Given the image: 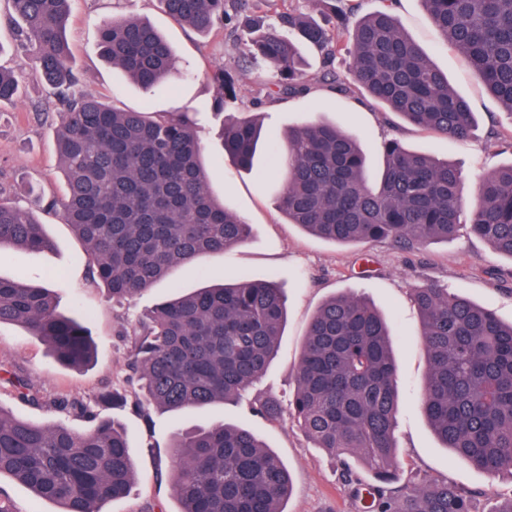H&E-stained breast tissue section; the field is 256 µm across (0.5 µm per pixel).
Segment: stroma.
<instances>
[{"mask_svg":"<svg viewBox=\"0 0 512 512\" xmlns=\"http://www.w3.org/2000/svg\"><path fill=\"white\" fill-rule=\"evenodd\" d=\"M394 14L432 63L447 72L449 84L475 112L477 124L468 140L431 134L397 118L385 121L381 110L360 94H341L326 85L304 98L266 99L267 73L245 61V27L233 34L217 30L202 36L173 22L158 0H74L66 36L71 63L79 73L77 94L96 96L121 110L173 112L187 105L213 103L217 87L210 75L221 68L234 80L236 111L258 118L262 125L261 146L251 171L238 168L225 154L215 137L212 115L203 116L198 129L210 189L251 225L249 240L178 267L131 300L112 301L106 289L91 280L87 247L61 216L41 217L54 243L52 250L38 255L18 248L0 250V276L35 280L52 289L63 314L88 319L97 346L94 363L67 367L58 364L39 339L19 326L1 324L0 360L20 367L43 401L34 405L21 399L10 383L0 379V406L21 419L64 424L82 432L89 427L86 418L59 409L58 400L91 403L106 389L126 398L105 415L128 434L137 480L129 496L106 503L102 512H177L169 480L172 434L180 428L224 422L246 424L287 466L291 476L287 512H361L358 501L341 483L334 458L313 447L289 417L273 420L257 415L244 400L177 415L154 409L145 417L138 408L136 387L128 380L131 333L138 317L175 291L243 274L253 279L276 274L288 307L284 336L258 392L287 401L296 383L302 341L317 308L341 292L364 296L388 315L394 332L401 484L438 479L467 485L479 491L483 512L512 494V474L489 476L472 469L442 448L428 425L420 409L428 366L420 342V315L410 295L414 286L434 282L511 322L512 258L493 251L465 226L453 239L418 250H403L385 241L335 244L286 223L277 208L281 179L257 175L268 166L270 140L282 136L288 127L316 120L359 135L374 167L382 161L381 143L390 138L449 161L461 171L468 196L488 172L512 162V113L499 106L482 79L441 40L421 0H398ZM125 15L146 19L170 43L178 73L166 89L145 93L101 57L102 21ZM21 81L20 99L0 106V196L12 197L17 182L26 175L37 179L46 195H62L57 127L35 112L52 97L42 81L27 74Z\"/></svg>","mask_w":512,"mask_h":512,"instance_id":"35a3bbf8","label":"stroma"}]
</instances>
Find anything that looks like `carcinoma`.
Instances as JSON below:
<instances>
[{"label": "carcinoma", "instance_id": "carcinoma-1", "mask_svg": "<svg viewBox=\"0 0 512 512\" xmlns=\"http://www.w3.org/2000/svg\"><path fill=\"white\" fill-rule=\"evenodd\" d=\"M8 23L28 52L31 73L60 105L58 152L66 191L45 198L28 185L30 206L0 200V248L40 254L52 248L35 215L61 210L93 258V280L112 298L130 299L178 266L247 241L251 226L210 192L192 111L159 119L77 96L71 50L63 36L71 0H7ZM176 23L200 35L224 27L228 11L250 0H160ZM443 42L480 74L490 94L512 112V0H422ZM250 56L271 71L268 97H305L317 84L356 90L385 113L424 131L467 140L476 125L469 103L448 85L388 7L362 17L350 36L349 76L309 75L300 47L333 60L342 47L312 17L294 11L258 25ZM102 56L144 90L175 72L171 46L148 22L115 17L100 28ZM0 67V103L19 96V70ZM212 111L237 102L233 79ZM261 129L251 120L221 127L224 152L254 168ZM383 168L369 173L358 137L325 121L288 130L269 147L283 179L277 204L288 223L326 241L388 240L413 250L454 237L461 218L497 253L512 258V163L485 176L465 207L454 165L396 139L381 146ZM428 371L421 410L437 438L471 467L512 474V323L466 297L432 286L413 289ZM285 298L275 276L197 288L160 303L133 330L132 369L147 405L177 414L242 399L260 381L280 344ZM44 340L55 358L82 366L94 357L88 328L58 312L41 284L0 277V324ZM18 395L37 402L31 383L0 362ZM93 427L76 433L42 426L0 407V476L7 474L60 512H101L136 479L123 428L76 402ZM60 404L65 409L70 406ZM252 412L276 418L280 403L262 394ZM396 359L387 318L366 298L341 293L312 316L288 399L317 448L340 463L339 479L364 512H477L472 490L446 480L412 490L398 486ZM171 486L178 512H286L291 477L283 461L245 426L223 423L177 433L170 442Z\"/></svg>", "mask_w": 512, "mask_h": 512}]
</instances>
